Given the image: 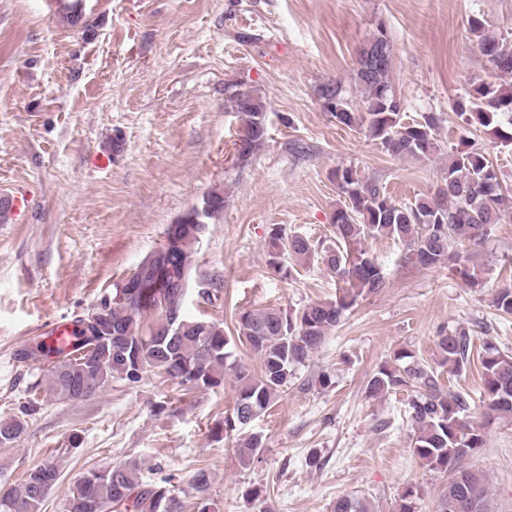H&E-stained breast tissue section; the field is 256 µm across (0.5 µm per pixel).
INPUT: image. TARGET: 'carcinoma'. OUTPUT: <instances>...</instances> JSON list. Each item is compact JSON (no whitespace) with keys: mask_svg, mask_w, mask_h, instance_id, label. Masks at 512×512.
Instances as JSON below:
<instances>
[{"mask_svg":"<svg viewBox=\"0 0 512 512\" xmlns=\"http://www.w3.org/2000/svg\"><path fill=\"white\" fill-rule=\"evenodd\" d=\"M480 54L491 65L495 80L472 85L458 98L454 109L462 122L491 128L503 143L512 144V40L490 33L481 18L469 21ZM378 29L358 53L355 81L363 94V110L351 108L339 88L325 87L321 98L336 124L362 127L372 140L397 159H422L441 150L436 138V118L403 121L404 102L391 82L392 67L372 60L371 45L381 41ZM234 107L245 116L237 139L238 159L248 160L263 144L267 134L266 106L253 91L233 97ZM345 205L336 210L334 238L313 242L301 234L286 235L274 225L269 232V265L281 270L286 254L299 264L315 258L344 283L336 298L310 302L283 312L268 308L238 315L237 337L261 359V372L249 374L238 367L231 339L224 326L185 312L193 257L200 243L198 235L221 219L224 194L211 191L200 207L199 222L191 212L179 218L182 246L157 260L146 256L128 277L112 284V292L98 301L99 316L93 323L78 320L72 336L73 347H50L54 354L47 371V386L60 401H78L85 394H97L111 378L136 384L153 374L165 375L194 390L224 386V376L233 371L237 398L224 415V433L246 427L266 410L283 389L296 378L326 336L345 318L358 301L385 287L381 266L358 247L366 239H389L407 248L422 266L435 268L448 259L457 243L477 244L489 236L505 212L501 182L489 159L463 144L448 158L435 191L408 204L396 203L386 187L364 181L351 167L334 172ZM170 307L169 320L151 326L152 310ZM493 306L505 316L512 315V284L494 290ZM442 363L455 376L463 374L474 348L473 336L461 328L438 336ZM482 366L481 392L484 421L470 419V402L461 391L443 384L433 368L402 349L393 362L384 364L370 377L366 393L371 397L391 392L409 393L407 416L413 430L411 447L427 466L449 474L438 512H494L486 477L464 467L465 459L485 447V428L495 420H512V354H505L485 342L478 355ZM36 407L24 408L23 416L0 420V448H11L25 430V417ZM262 437L242 435L237 452L245 465L258 457ZM52 462L38 465L21 482L0 492V512H42L50 490L59 479ZM211 473L201 467L192 478L198 495V512H216L209 497ZM182 512V502L172 490L142 479L136 464L112 465L88 471L72 489L65 512ZM330 512H374L369 501L341 496Z\"/></svg>","mask_w":512,"mask_h":512,"instance_id":"obj_1","label":"carcinoma"}]
</instances>
